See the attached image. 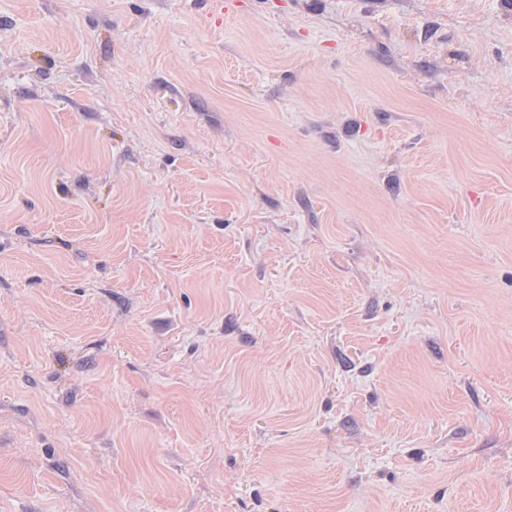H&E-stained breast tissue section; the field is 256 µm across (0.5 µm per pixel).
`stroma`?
I'll return each instance as SVG.
<instances>
[{"instance_id":"stroma-1","label":"stroma","mask_w":512,"mask_h":512,"mask_svg":"<svg viewBox=\"0 0 512 512\" xmlns=\"http://www.w3.org/2000/svg\"><path fill=\"white\" fill-rule=\"evenodd\" d=\"M0 0V512H512V0Z\"/></svg>"}]
</instances>
